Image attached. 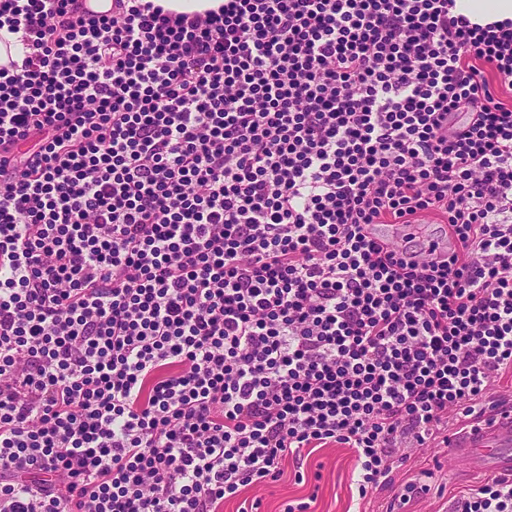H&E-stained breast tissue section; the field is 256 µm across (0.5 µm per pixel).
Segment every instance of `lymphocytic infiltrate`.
<instances>
[{"label":"lymphocytic infiltrate","mask_w":512,"mask_h":512,"mask_svg":"<svg viewBox=\"0 0 512 512\" xmlns=\"http://www.w3.org/2000/svg\"><path fill=\"white\" fill-rule=\"evenodd\" d=\"M454 0H0V512L359 495L512 370V23ZM430 211L443 260L377 224ZM453 512H512V477ZM155 5H161L165 10L175 12L204 11L215 8L224 3V0H152ZM0 65L7 64V50L10 52L9 54L12 56V59L18 61L19 65L22 64V60L25 57L26 50L23 48L22 42L20 41L21 33L13 34L7 31V26L5 25L0 30ZM5 39L9 41L10 48H6Z\"/></svg>","instance_id":"lymphocytic-infiltrate-1"}]
</instances>
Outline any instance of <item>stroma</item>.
Here are the masks:
<instances>
[{
    "instance_id": "1",
    "label": "stroma",
    "mask_w": 512,
    "mask_h": 512,
    "mask_svg": "<svg viewBox=\"0 0 512 512\" xmlns=\"http://www.w3.org/2000/svg\"><path fill=\"white\" fill-rule=\"evenodd\" d=\"M392 471L381 486L359 496L351 478L355 458L339 445L316 449L309 457L283 463L275 487L225 501L223 512H238L242 499H260L258 512H283L288 501L309 502L310 512H452L455 497L473 488L479 474L467 471L450 457L440 441L405 451L393 450Z\"/></svg>"
}]
</instances>
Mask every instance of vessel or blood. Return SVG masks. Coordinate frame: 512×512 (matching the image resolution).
<instances>
[{
  "instance_id": "vessel-or-blood-1",
  "label": "vessel or blood",
  "mask_w": 512,
  "mask_h": 512,
  "mask_svg": "<svg viewBox=\"0 0 512 512\" xmlns=\"http://www.w3.org/2000/svg\"><path fill=\"white\" fill-rule=\"evenodd\" d=\"M448 446L471 472L512 474V410L495 409L452 433Z\"/></svg>"
}]
</instances>
